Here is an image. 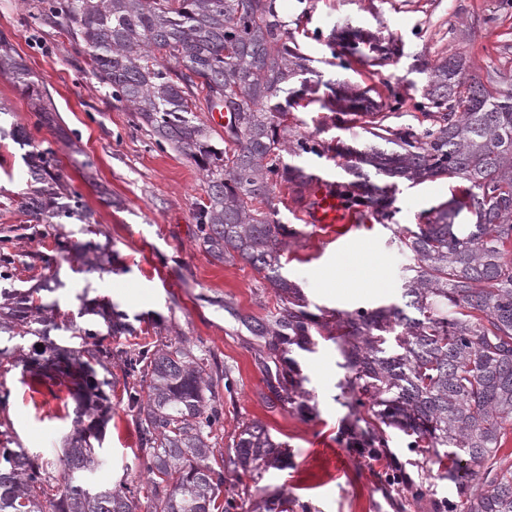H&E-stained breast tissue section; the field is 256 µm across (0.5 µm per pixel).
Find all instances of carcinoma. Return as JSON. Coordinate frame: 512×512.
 Listing matches in <instances>:
<instances>
[{"label":"carcinoma","mask_w":512,"mask_h":512,"mask_svg":"<svg viewBox=\"0 0 512 512\" xmlns=\"http://www.w3.org/2000/svg\"><path fill=\"white\" fill-rule=\"evenodd\" d=\"M30 18L66 33L84 46L100 84L135 114L134 127L147 128L155 144L192 159L202 171L207 202L195 214L196 239L216 261L242 260L274 289L279 306L267 319L252 320L256 336L282 367L271 386L276 400L308 406L299 370L288 358L292 347L312 351V330L336 340L352 371L346 393L365 415V427L348 433L349 444L371 456L388 447L386 429L425 447L438 466L437 478L451 481L455 496L438 512H512V453L500 454L506 425H512V91L492 93L466 76L458 54L423 69V108L431 124L417 132L393 128L367 103L366 92L346 82L320 98L331 112L372 113L371 134L393 145L345 150L353 179L339 187L348 203L384 222L393 217L399 182L441 177L466 183L452 200L424 216L398 239L409 260L404 306L336 314L322 321L308 311L298 286L282 273L281 257L297 232L279 219L277 185L294 186L296 201L314 174L284 155L321 156L322 145L301 138L288 146L290 108L315 95L320 81L277 0H38ZM339 44L358 53L365 44L383 60L391 48L371 32H347ZM0 75L30 101L38 124L50 120L46 91L0 34ZM219 108L228 122L217 131L196 112ZM25 149L29 192L21 212L35 222L31 238L53 237V253L39 259L41 283L25 291L0 288V362L37 338L42 363L33 375L62 377L77 390L81 409L62 448L65 488L53 493L51 463L38 453L0 448V512H230L226 474L277 462L283 443L258 420L244 422L230 441L233 453L216 454L212 438L224 416L220 388L224 371L211 366L206 351L180 340L112 343L135 335L128 315L109 302L82 311L102 318L69 324L70 346L50 332L60 325L47 316L39 293L61 286L57 258L75 257L94 270L109 261L108 244H81L52 234L56 224H89L92 212L61 171L55 151L0 106V143ZM44 224L41 230L37 225ZM15 255L0 248V281L15 276ZM119 362L126 397L138 432L137 458L146 483L103 487L93 479L111 410L107 391ZM105 370L99 376L96 367ZM387 481L399 493L424 494L390 462Z\"/></svg>","instance_id":"1"}]
</instances>
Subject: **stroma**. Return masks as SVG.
Wrapping results in <instances>:
<instances>
[{"label": "stroma", "instance_id": "1", "mask_svg": "<svg viewBox=\"0 0 512 512\" xmlns=\"http://www.w3.org/2000/svg\"><path fill=\"white\" fill-rule=\"evenodd\" d=\"M29 10L27 0H0V33L42 81L65 131L60 137L44 127L36 131V140L55 151L96 220L92 237L76 224L58 225L57 231L79 242L111 240L117 254L113 270L104 272L61 262L63 286L46 296L61 325L53 340L69 345L63 326L78 322L79 296L85 293L117 305L141 332L156 337L174 330L211 354L233 384L224 397L220 446H227L242 423L258 420L288 447L281 466L268 469L259 482L245 473L228 480L229 497L242 485L250 487L243 512H259L278 501L285 512H436V503L455 488L430 478L402 432L389 430V447L414 481L428 483L418 499L398 496L388 486L385 460L348 446L354 417L343 385L351 371L334 340L319 336L313 352L292 353L312 397L308 411L267 402L266 341L253 335L243 318H262L273 310L272 289L247 263L224 264L205 252L195 236V213L207 196L195 163L174 150H159L146 130L134 129L133 113L112 100L85 54L55 29L29 26ZM280 14L301 52L315 60L322 80L370 88L380 104L395 94L402 97V108L387 119L395 128H423L422 77L411 70L417 62L433 64L459 53L467 59L469 75L490 91L512 90V8H504L502 0H283ZM348 24L389 38L395 54L379 65L342 54L331 37ZM289 124V138L312 136L325 150L321 157L304 156L309 171L338 181L346 178L347 159L337 147L362 150L375 142L364 116L336 122L309 96L295 105ZM458 186V180L448 178L405 181L396 195L392 225L371 216L328 227L305 223L293 187L277 186L286 205L283 221L297 232L282 257L283 272L300 285L313 312L344 314L401 303L408 258L394 228L414 227L424 213L450 200ZM25 189L19 147L0 146V237L16 239L18 288L32 286L42 273L38 254L43 246L29 240L18 208ZM4 391L9 406L0 417V448L43 454L54 459V475H62L57 459L78 407L69 383L34 380L24 362L15 360L0 367ZM137 448L136 427L121 390H114L97 480L110 486L145 483Z\"/></svg>", "mask_w": 512, "mask_h": 512}]
</instances>
